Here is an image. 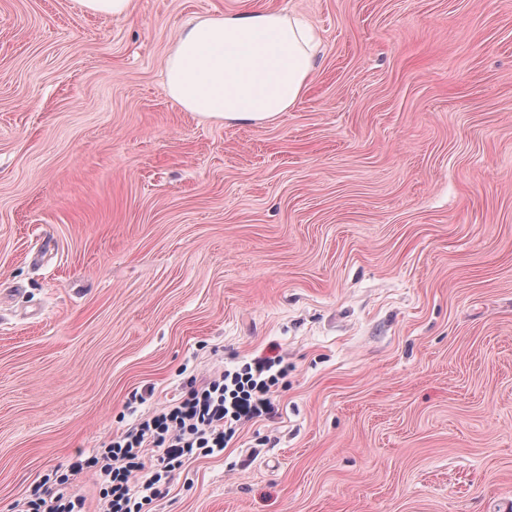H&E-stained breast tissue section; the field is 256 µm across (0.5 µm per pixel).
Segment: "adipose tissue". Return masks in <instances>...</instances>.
Instances as JSON below:
<instances>
[{"label": "adipose tissue", "mask_w": 512, "mask_h": 512, "mask_svg": "<svg viewBox=\"0 0 512 512\" xmlns=\"http://www.w3.org/2000/svg\"><path fill=\"white\" fill-rule=\"evenodd\" d=\"M315 56L311 22L242 0L237 10L198 18L178 35L164 89L204 119L272 123L306 94Z\"/></svg>", "instance_id": "1"}]
</instances>
